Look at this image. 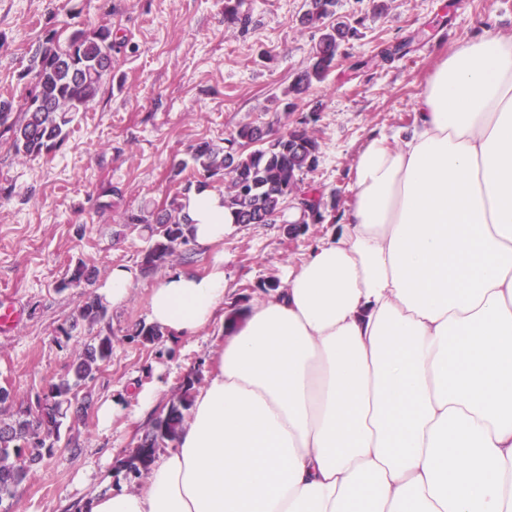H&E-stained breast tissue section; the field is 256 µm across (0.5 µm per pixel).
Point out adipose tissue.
Returning <instances> with one entry per match:
<instances>
[{
    "mask_svg": "<svg viewBox=\"0 0 512 512\" xmlns=\"http://www.w3.org/2000/svg\"><path fill=\"white\" fill-rule=\"evenodd\" d=\"M353 190L245 311L223 259L157 280L150 324L223 336L144 487L86 512H512V34L449 52ZM183 205L199 247L235 224L216 189Z\"/></svg>",
    "mask_w": 512,
    "mask_h": 512,
    "instance_id": "ef3b65f1",
    "label": "adipose tissue"
}]
</instances>
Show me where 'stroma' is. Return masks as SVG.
<instances>
[{
	"label": "stroma",
	"instance_id": "stroma-1",
	"mask_svg": "<svg viewBox=\"0 0 512 512\" xmlns=\"http://www.w3.org/2000/svg\"><path fill=\"white\" fill-rule=\"evenodd\" d=\"M240 22L224 21L225 0H0V100L19 106L31 86L28 71L39 39L67 41L78 29L108 27L117 45L114 68L96 102L80 113L65 142L42 158L21 161L0 139V296L10 297L22 321L0 335V387L25 404L53 381L70 375L92 331L64 336L78 304L65 287L70 266L82 262L105 278L112 266H139L146 240L124 226L125 213L165 206L179 188L174 161L188 159L202 140L223 141L239 125L286 130L315 115L320 144L305 184L321 190L335 215L351 198V172L371 137L409 126L424 82L448 49L485 28L512 33V0H339V15L358 22L322 84L292 114L276 111L294 72L303 66L317 29L300 26L305 0H237ZM406 45L393 54L395 45ZM115 187L110 208L103 188ZM331 224L290 234L283 222L239 224L224 237V275L237 305L263 281L281 279L300 264ZM156 274L138 275L128 303L107 311L112 354L95 379L79 387L62 420L60 440L5 512H67L109 483L138 490L143 477L123 461L150 429L130 422L139 388L164 383L167 407L186 376L208 377L220 326L205 338L145 344L131 335L146 322ZM116 399L126 410L109 431L96 409Z\"/></svg>",
	"mask_w": 512,
	"mask_h": 512
}]
</instances>
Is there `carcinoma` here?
<instances>
[{
	"instance_id": "cac0c4a2",
	"label": "carcinoma",
	"mask_w": 512,
	"mask_h": 512,
	"mask_svg": "<svg viewBox=\"0 0 512 512\" xmlns=\"http://www.w3.org/2000/svg\"><path fill=\"white\" fill-rule=\"evenodd\" d=\"M336 6L337 0H305L299 24L318 28L320 36L306 63L294 73L284 99L277 100L287 111L293 110L312 86L327 79L336 60L345 55V46L359 36L356 26L336 17ZM112 51V31L104 27L92 32L78 30L63 46L53 35L38 43L30 59L34 86L25 103L15 112L10 102H0V133L9 135L16 156L36 159L66 139L77 115L99 96L104 78L114 67ZM309 123L305 118L282 133L269 125L246 123L222 145L207 140L194 145L191 162L175 165L174 175H181L188 167L192 174L182 178L168 206L142 208L125 219V225L140 226L147 233L142 271L151 273L184 255V247L191 243V230L182 200L215 179L228 180L224 207L231 210L238 224H273L289 205L301 210L302 223H324L323 197H309L317 190L303 182V174L314 169L319 160L320 146ZM93 281V271L79 263L65 284L80 289L74 327L81 322L100 324L107 317L106 307L91 291ZM111 354L109 326L84 344L73 367V378L49 383L39 411L21 407L10 421L0 418V505L15 496L34 468L52 452L60 440L62 405L71 401L82 383L95 378ZM198 382L196 375L183 381L166 413L152 420L151 432L144 437L136 460L145 463L152 449L175 439Z\"/></svg>"
}]
</instances>
